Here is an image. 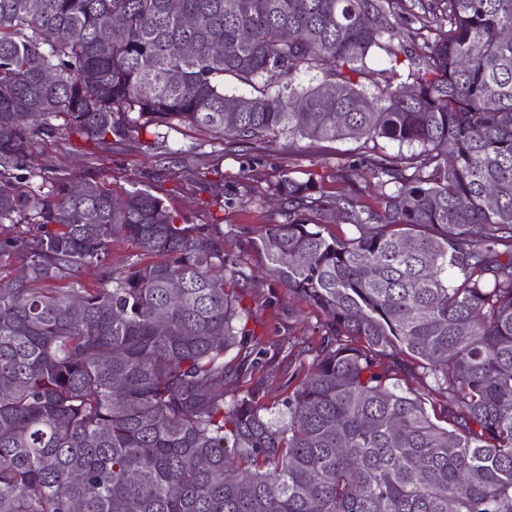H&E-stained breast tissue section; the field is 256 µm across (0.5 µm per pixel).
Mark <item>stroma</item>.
Masks as SVG:
<instances>
[{"label": "stroma", "instance_id": "stroma-1", "mask_svg": "<svg viewBox=\"0 0 512 512\" xmlns=\"http://www.w3.org/2000/svg\"><path fill=\"white\" fill-rule=\"evenodd\" d=\"M374 148L388 154L410 151L409 146L384 139ZM374 148L355 139L314 144L282 137L242 144L181 124L165 130L156 142L95 149L83 160L74 157L69 141L48 138L39 142L37 156L50 175L92 176L116 188H148L173 205L184 224L213 225L224 238L225 252L234 255L244 271L260 278L246 303L252 311V342L262 350L263 361L244 370L233 354H226L225 397L230 400L260 387L263 403L276 415L283 409L289 379L301 377L314 358L312 349L323 334V317L305 303L286 300L281 282L266 273L265 255L249 249L247 240L284 221V206L268 197L271 184L280 177L315 180L325 194L332 195L337 166L353 164L356 183L363 188L372 179L364 159ZM201 172L223 174L220 205L211 204L210 193L198 184L196 176Z\"/></svg>", "mask_w": 512, "mask_h": 512}]
</instances>
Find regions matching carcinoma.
I'll return each instance as SVG.
<instances>
[{
  "label": "carcinoma",
  "instance_id": "carcinoma-1",
  "mask_svg": "<svg viewBox=\"0 0 512 512\" xmlns=\"http://www.w3.org/2000/svg\"><path fill=\"white\" fill-rule=\"evenodd\" d=\"M392 5L0 0V223L25 225L0 241L24 270L0 278V512H512V0H410L448 24L411 95L368 88L372 49L394 75L416 54L388 43ZM227 77L254 95L225 94ZM176 122L419 147L368 158L371 204L351 166L332 197L274 184L288 217L248 246L325 317L279 418L257 387L224 399L226 352L255 353V279L212 225L148 188L87 178L73 196L35 152ZM337 213L355 235L323 234ZM119 239L147 261L112 267ZM427 378L425 395L400 385Z\"/></svg>",
  "mask_w": 512,
  "mask_h": 512
}]
</instances>
